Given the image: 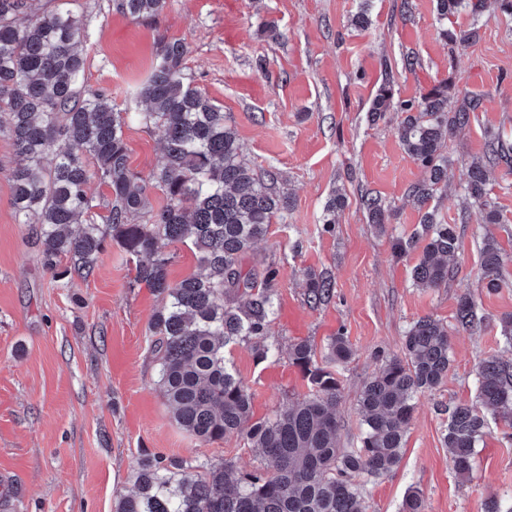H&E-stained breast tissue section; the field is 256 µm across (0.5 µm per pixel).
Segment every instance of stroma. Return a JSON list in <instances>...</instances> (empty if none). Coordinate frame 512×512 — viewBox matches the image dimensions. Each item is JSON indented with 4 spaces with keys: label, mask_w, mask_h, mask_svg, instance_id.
<instances>
[{
    "label": "stroma",
    "mask_w": 512,
    "mask_h": 512,
    "mask_svg": "<svg viewBox=\"0 0 512 512\" xmlns=\"http://www.w3.org/2000/svg\"><path fill=\"white\" fill-rule=\"evenodd\" d=\"M72 7L87 17L89 89L111 94L121 111H143L135 84L146 77L159 40L184 42L196 85L223 107L245 162L275 173V189L290 195L288 211L247 258L280 268L269 338L279 355L260 359L248 343L225 350L228 367L254 395L256 417L307 392L288 360L289 345L307 339L321 346L341 329L353 356L341 372L337 414L342 443L356 445L358 392L379 367L376 351L400 353L410 324L430 316L448 325L451 370L443 385L418 396L397 468L365 483L368 510L400 512L416 487L426 512H483L489 494L512 491V425L491 421L470 478L461 480L442 444L441 411L475 404L480 361L512 363L500 336L512 289L487 292L479 253L488 234L512 253V171L502 164L491 172L503 223L464 215L460 190L488 133L512 144V17L492 7L477 19L460 14L458 27L478 26L479 36L452 53L433 0H169L159 16L142 20L116 13L110 0H74ZM362 10L365 27L353 22ZM269 22L279 38L266 31ZM410 54L418 59L412 71L402 65ZM387 76L403 100L444 78L454 92L487 98L446 149L450 181L438 205L457 225L460 249L444 288L414 286L418 251L392 254V238L419 227L408 192L423 173L392 123L368 120ZM124 136L133 170L145 176L161 165L156 133L132 123ZM16 162L11 141L0 136V512H114L116 493L132 488L133 466L146 452L263 470L242 437L205 444L174 422L148 340L159 300L135 283L118 243L107 246L86 280L65 286L42 268L30 227L12 206ZM339 188L347 204L328 227L325 205ZM364 194L393 208L385 229L368 223ZM308 270L329 271L335 281L333 298L315 308L306 301ZM464 293L487 318L481 330L456 324Z\"/></svg>",
    "instance_id": "stroma-1"
}]
</instances>
